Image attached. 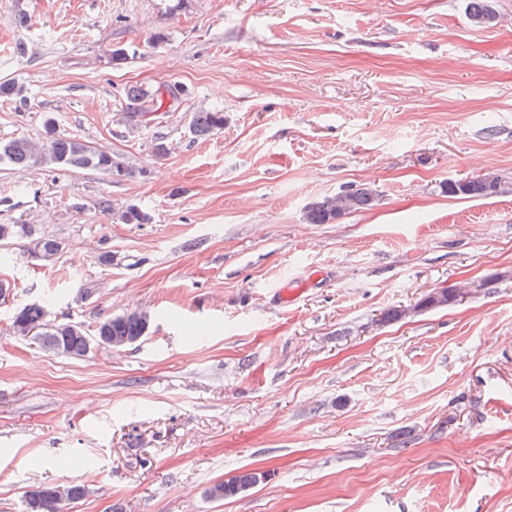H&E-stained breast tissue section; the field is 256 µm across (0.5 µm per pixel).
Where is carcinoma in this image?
<instances>
[{
	"label": "carcinoma",
	"instance_id": "cac0c4a2",
	"mask_svg": "<svg viewBox=\"0 0 512 512\" xmlns=\"http://www.w3.org/2000/svg\"><path fill=\"white\" fill-rule=\"evenodd\" d=\"M468 14L477 27H489L496 23L497 14L492 0H469ZM178 100L179 88L175 85H160L148 90L139 86H130L125 91L133 114L156 112L164 105V94ZM0 100L22 106L27 97L23 86L14 81H0ZM191 134L205 139L224 128V112L199 111L192 113ZM0 160L7 161L13 169L23 172L31 167H46L55 170L94 169L110 175L114 179L129 178L132 170L118 154L100 151L87 142L74 136L59 134L53 119L44 122V134L34 140L18 136L4 144L0 143ZM448 194L473 199H491L512 194V178L497 172L465 178L462 182H448ZM377 201V192L369 186H358L343 190L335 195L326 196L311 203L305 213L309 224H331L339 218L356 211L371 209ZM123 224H148L152 217L149 212L135 204H129L117 213ZM34 250L44 258H51L61 250V243L43 236L32 238ZM443 299L438 301L432 296L424 297L418 308L423 310L447 307L459 297L454 286L441 289ZM151 317L148 313L134 310L101 320L89 335L80 324L66 320H50L48 312L40 304H30L19 310L12 319L9 333L28 329L39 337L43 347L49 352L67 357H84L92 345L112 346V337L120 336L127 343L134 344L146 335ZM259 477L254 472H242L215 485L210 496L218 499L232 498L255 486ZM90 493L85 484L42 486L25 495L22 512H59L64 501L75 502Z\"/></svg>",
	"mask_w": 512,
	"mask_h": 512
}]
</instances>
